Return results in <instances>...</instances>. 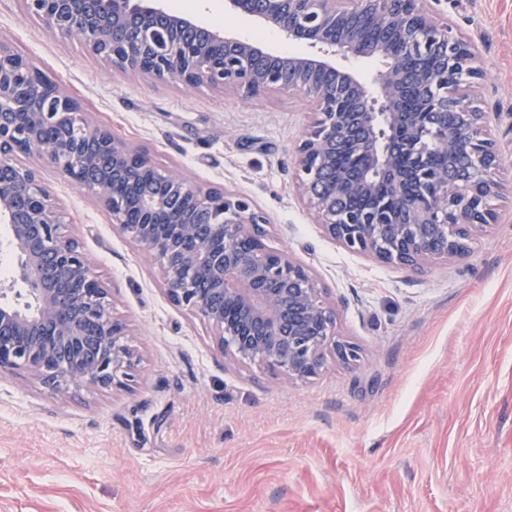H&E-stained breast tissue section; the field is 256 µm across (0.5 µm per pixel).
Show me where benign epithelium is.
<instances>
[{
	"mask_svg": "<svg viewBox=\"0 0 512 512\" xmlns=\"http://www.w3.org/2000/svg\"><path fill=\"white\" fill-rule=\"evenodd\" d=\"M53 31L80 37L119 71L185 87L206 84L259 97L298 94L314 105L295 145V175L318 223L346 248L412 268L464 252L496 222L502 185L482 113L459 93L480 78L471 44L421 0H225L227 12L276 29L317 54H274L228 28L169 12L163 0H23ZM376 14L407 45L438 50L450 68L418 80L421 112L403 109L406 74L383 43L362 40L353 15ZM381 63L368 79L337 63ZM460 116L446 127L448 104ZM346 146L366 176L336 172ZM467 154L471 193L425 155ZM45 158L98 199L112 224L157 262L169 298L206 322L217 351L260 362L290 379L315 375L331 351L355 363L360 349L338 337L336 308L304 266L264 243L268 218L224 188L159 169L148 151L87 121L78 102L32 61L0 40V247L15 254L32 307L0 302V377L23 370L52 392L72 386L126 388L139 356L108 288L63 222L34 165ZM369 194L345 212L339 202ZM406 203L394 210L390 201Z\"/></svg>",
	"mask_w": 512,
	"mask_h": 512,
	"instance_id": "benign-epithelium-1",
	"label": "benign epithelium"
}]
</instances>
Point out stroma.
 Here are the masks:
<instances>
[{
    "label": "stroma",
    "mask_w": 512,
    "mask_h": 512,
    "mask_svg": "<svg viewBox=\"0 0 512 512\" xmlns=\"http://www.w3.org/2000/svg\"><path fill=\"white\" fill-rule=\"evenodd\" d=\"M266 48L275 30L224 18V0H181ZM469 39L471 89L495 142L496 224L466 254L412 269L352 252L301 196L293 146L311 122L298 95L243 98L116 71L0 0V37L94 124L190 181L265 213L264 242L307 268L359 361L328 356L291 381L220 355L174 305L139 243L50 165L40 176L111 294L140 355L125 389L52 393L0 378V512H512V0H425Z\"/></svg>",
    "instance_id": "stroma-1"
}]
</instances>
